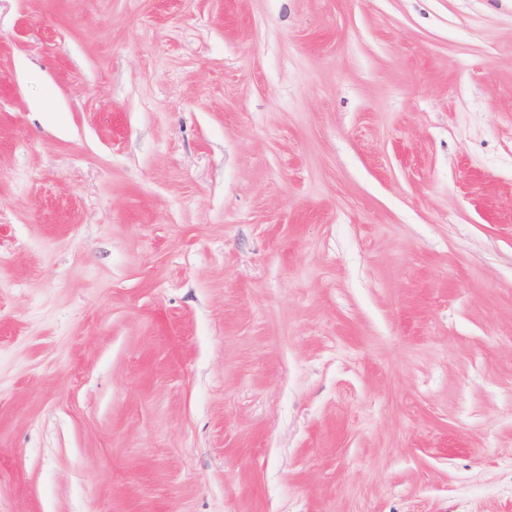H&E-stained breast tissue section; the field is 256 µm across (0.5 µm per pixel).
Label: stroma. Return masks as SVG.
<instances>
[{
	"label": "stroma",
	"instance_id": "obj_1",
	"mask_svg": "<svg viewBox=\"0 0 512 512\" xmlns=\"http://www.w3.org/2000/svg\"><path fill=\"white\" fill-rule=\"evenodd\" d=\"M0 512H512V0H0Z\"/></svg>",
	"mask_w": 512,
	"mask_h": 512
}]
</instances>
